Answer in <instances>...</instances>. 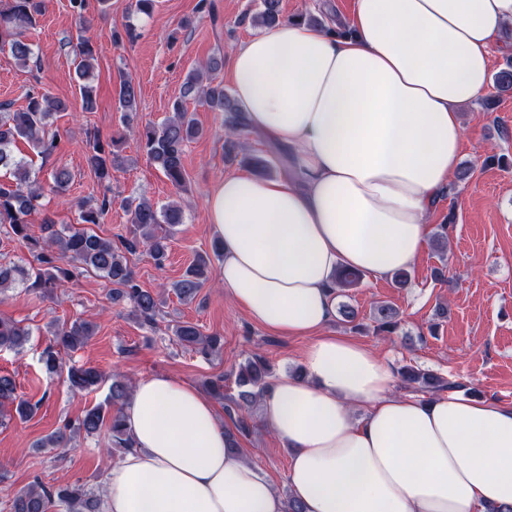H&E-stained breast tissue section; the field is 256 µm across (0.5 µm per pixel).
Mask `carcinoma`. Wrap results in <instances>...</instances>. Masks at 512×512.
Listing matches in <instances>:
<instances>
[{
	"mask_svg": "<svg viewBox=\"0 0 512 512\" xmlns=\"http://www.w3.org/2000/svg\"><path fill=\"white\" fill-rule=\"evenodd\" d=\"M263 9L253 21L272 27L283 21L280 0H262ZM41 12V0H0V44L8 45L16 64L26 67L34 56L33 45L27 38ZM75 74L82 109L90 112L96 104L94 61L96 51L86 27H81L74 46ZM498 93L512 91V60L493 78ZM198 97L213 111L224 116L228 129L224 141L225 152L233 154L239 147L238 137L249 132V125L239 104L222 83L204 79L201 70L189 73L184 84L182 98L172 105L173 116L160 126H146L138 131L139 141L147 159L157 165L165 177L176 187L185 183L184 147L200 137L202 128L189 115L185 99ZM118 105L123 112H133L137 105V89L131 79L120 78ZM66 110V104L48 93L36 92L28 96L26 108L20 112H0V174L9 179V185L0 184V227L7 226L17 238L27 242L36 251L37 265L26 268L16 262H0V290L18 284L42 297H52L65 284L77 280L85 272H93L107 280L112 288L108 298L113 304L130 305L133 315L145 323H151L162 311V301L137 283L128 256L142 250L162 268L168 257L169 240L175 228L183 223V210L179 205L157 206L148 199H128L131 227L128 235L115 245L99 236L90 225L99 224L112 199L106 195L95 203L79 206L78 225L60 230L52 229L53 221L45 219L47 235L37 240L28 234V216L36 209L37 202L46 194L64 195L71 174L65 168L52 173V182L44 185L31 169L27 160L14 154L13 146L21 138L43 159L50 157L57 144L47 135V127L54 114ZM85 160L101 186L108 189L112 183V167L121 161L105 146L99 136L87 137L84 146ZM211 259L199 254L186 269L182 278L174 284V292L183 301L193 300L208 281ZM363 279V272L342 268L336 274V287L355 288ZM375 330L395 332L400 324L399 312L389 304L376 306L373 316ZM95 334V326L84 319L55 326L52 336L55 347L44 351L41 361L51 376L63 374L64 382L73 392H82L105 380L93 367L64 368L63 354L83 347ZM178 341L208 357L224 348L222 337L205 335L192 322H178L173 326ZM30 336L29 330L13 322L0 319V349L18 351ZM403 383L415 386V390L434 396L444 390H452L455 384L444 378L426 373L414 366L398 370ZM266 360L255 355L239 364L236 384L241 388L233 397L224 394V378L205 382L206 389L224 401V412L235 425L238 433H250L252 425L250 408L261 400L272 385ZM132 386L122 375L115 374L106 398V405L89 408L75 424H66L40 444L42 448H66L75 436L98 433L103 425L111 431L112 444L127 453L133 448V439L126 426L124 405L129 401ZM14 408L21 420L34 414L37 404L18 393L13 377L0 375V411ZM100 512L101 498L81 484L47 487L36 481L17 491L11 501V512Z\"/></svg>",
	"mask_w": 512,
	"mask_h": 512,
	"instance_id": "carcinoma-1",
	"label": "carcinoma"
}]
</instances>
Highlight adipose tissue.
Masks as SVG:
<instances>
[{"mask_svg": "<svg viewBox=\"0 0 512 512\" xmlns=\"http://www.w3.org/2000/svg\"><path fill=\"white\" fill-rule=\"evenodd\" d=\"M512 0H356L350 33L292 20L231 58L250 127L288 144L292 177L225 176L207 198L220 278L249 319L304 337L306 378L263 398L290 450V496L227 444L213 402L166 375L136 382L134 441L112 464L102 512H486L512 506V406L395 393L375 350L326 334L336 272L411 270L465 140L459 110L490 81ZM365 411L353 421L352 408Z\"/></svg>", "mask_w": 512, "mask_h": 512, "instance_id": "1", "label": "adipose tissue"}]
</instances>
